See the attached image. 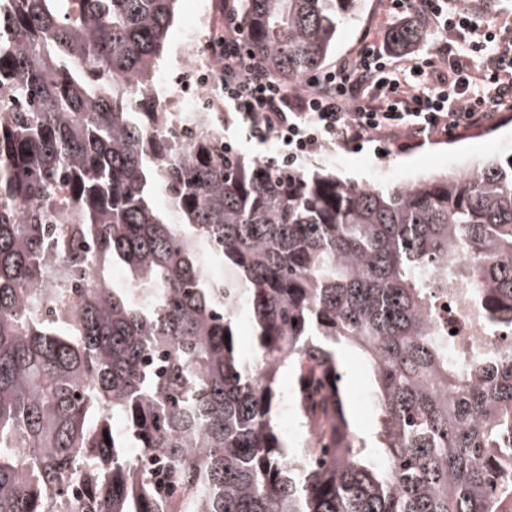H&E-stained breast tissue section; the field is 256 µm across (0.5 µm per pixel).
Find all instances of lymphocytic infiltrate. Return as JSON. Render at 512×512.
<instances>
[{"instance_id":"lymphocytic-infiltrate-1","label":"lymphocytic infiltrate","mask_w":512,"mask_h":512,"mask_svg":"<svg viewBox=\"0 0 512 512\" xmlns=\"http://www.w3.org/2000/svg\"><path fill=\"white\" fill-rule=\"evenodd\" d=\"M427 26L456 32L459 42L426 56L396 58L388 45L359 50L340 64L289 87L247 51L235 13L224 18L225 121H242L251 139L281 146L288 166L311 153L430 136L494 121L512 108V38L479 30L473 13L450 0H407Z\"/></svg>"}]
</instances>
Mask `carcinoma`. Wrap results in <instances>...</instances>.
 Returning <instances> with one entry per match:
<instances>
[{"label": "carcinoma", "instance_id": "carcinoma-1", "mask_svg": "<svg viewBox=\"0 0 512 512\" xmlns=\"http://www.w3.org/2000/svg\"><path fill=\"white\" fill-rule=\"evenodd\" d=\"M177 2L0 0V512H512V346L463 369L428 275L456 267L469 318L512 337V158L381 187L215 134L178 148L156 112ZM240 2L249 52L290 85L356 7ZM421 37L410 20L389 44ZM343 342L370 368L369 437ZM284 370L317 427L296 451L273 425ZM235 347L239 355L248 359L254 352L255 336L254 325L251 319L239 317L236 327L234 328ZM342 368L344 371V387L350 401L353 425L361 436L367 437L373 432L377 424L375 405L370 408L361 406V402L365 405L372 404V399L365 396L360 402V397L365 392H368L372 397L368 366L358 351L346 349L342 354Z\"/></svg>", "mask_w": 512, "mask_h": 512}]
</instances>
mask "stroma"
Here are the masks:
<instances>
[{"instance_id":"obj_1","label":"stroma","mask_w":512,"mask_h":512,"mask_svg":"<svg viewBox=\"0 0 512 512\" xmlns=\"http://www.w3.org/2000/svg\"><path fill=\"white\" fill-rule=\"evenodd\" d=\"M409 18V12L397 8L395 0H359L355 16L338 31L329 64L353 56L364 46L383 43L393 27ZM510 154L512 109H503L491 125L450 129L421 140L398 138L342 146L312 154L298 166L355 183L390 186L436 172H470L489 157ZM342 368L353 424L361 436H369L377 424L376 410L360 402L370 389L368 366L358 351L348 349L342 354Z\"/></svg>"}]
</instances>
